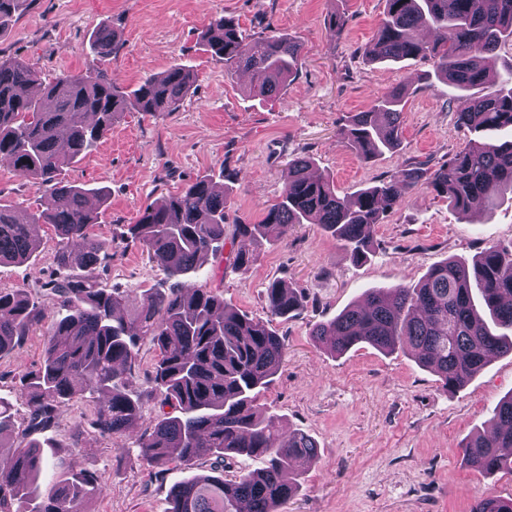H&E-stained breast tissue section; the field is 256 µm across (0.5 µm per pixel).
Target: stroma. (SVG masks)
I'll list each match as a JSON object with an SVG mask.
<instances>
[{
  "label": "stroma",
  "instance_id": "stroma-1",
  "mask_svg": "<svg viewBox=\"0 0 512 512\" xmlns=\"http://www.w3.org/2000/svg\"><path fill=\"white\" fill-rule=\"evenodd\" d=\"M334 10L345 18L336 38L325 25ZM384 11L385 0H32L0 34V58L30 61L47 80L100 66L130 91L176 62L193 65V90L179 111L125 113L97 149L77 158L62 177L108 191L110 204L92 231L111 247L112 259L97 269L96 280L134 296L161 287L165 272L130 237L129 224L147 204L198 179L223 181L224 252L206 262L207 285L223 293L230 308L269 322L285 341L288 356L261 402L281 418L284 430L304 432L319 446L317 461L300 475L284 512H470L478 499L512 497V475L479 473L461 450L471 435L491 429L493 407L512 393V354L491 359L463 388L448 392L406 350L384 353L362 344L335 355L311 336L316 324L336 317L366 289L410 286L448 258L470 261L491 244H511V202L463 216L419 185L376 225L372 251L362 263L316 224L296 225L288 238L271 237L258 246L235 230L258 223L279 201L296 156L311 157L316 173L350 195L395 174L405 162L440 163L469 138L457 115L470 94L448 96L428 86L431 62L366 61L364 49ZM222 15L248 39L275 29L301 42L298 72L282 96L251 98L247 76L203 51L201 31ZM103 25L114 31L118 50L101 63L89 38ZM400 85L408 90L401 144L396 153L364 161L336 131L378 93ZM0 204L23 214L45 208L47 197L0 165ZM35 233L37 258L0 265V289L22 288L33 296L44 279L75 276V269L53 263L61 245L53 225H37ZM244 248L252 260L236 265L235 255ZM274 280L302 294L289 318L271 315L266 306L265 289ZM41 358L37 333L0 358V397L16 413L25 411L19 377ZM156 358L155 348L142 343L132 391L142 402L143 419L125 434L94 433L91 405L77 402L56 427L34 435L57 447L66 467L101 478L105 490L89 502V512H164L173 483L210 470L203 459L189 469L171 464L161 472L137 455L148 419L162 412L146 379Z\"/></svg>",
  "mask_w": 512,
  "mask_h": 512
}]
</instances>
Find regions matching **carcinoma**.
<instances>
[{
  "label": "carcinoma",
  "mask_w": 512,
  "mask_h": 512,
  "mask_svg": "<svg viewBox=\"0 0 512 512\" xmlns=\"http://www.w3.org/2000/svg\"><path fill=\"white\" fill-rule=\"evenodd\" d=\"M30 2L0 0V34ZM511 39L512 0H386L367 61L428 60L448 86L477 90L458 115L472 137L433 170L410 162L350 196L330 177L310 175L311 158L295 157L280 200L261 222L237 225V233L259 244L273 228L286 237L298 224H318L361 262L371 252L375 225L422 181L464 215L477 200L512 196V139H503L512 135V68L493 76L488 65ZM201 42L224 66L247 72L261 98L281 93L302 52L300 41L276 30L249 42L223 16L208 22ZM114 45L113 32L103 28L91 52L104 60ZM193 83V71L181 64L125 92L99 68L47 82L32 63L0 59V161L49 195L47 209L25 216L0 204V264L30 261L39 248L33 226L52 224L66 241L55 263L82 269L41 284L60 309L53 317L22 289L0 291V358L36 330L44 341L40 366L19 380L24 424L0 400V448L6 442L12 448L0 464V512H84L82 505L103 492L97 476L66 469L56 453L26 438L56 425L77 401L95 404L90 426L100 435H122L142 419L141 402L130 391L142 341L158 350L149 381L173 412L149 421L139 458L156 468L211 460L212 473L170 488L164 512H280L297 492L295 476L318 458L311 436L282 433L279 418L259 406L287 355L284 341L268 323L228 308L222 294L198 282L200 258L224 250V192L199 179L142 209L129 233L163 265L168 287L137 298L96 281L97 266L110 253L90 227L107 194L60 178L124 113L176 112ZM405 97L403 87L382 92L349 116L339 135L365 161L396 151ZM266 302L272 315L286 318L301 297L273 281ZM311 336L334 354L360 344L382 352L406 346L445 390L457 391L491 358L512 354V245H491L470 265L450 258L413 287L374 288L315 325ZM492 413L494 431L469 437L463 458L483 474L512 473V396ZM235 455L260 458L264 466L228 479L224 461ZM471 512H512V498H483Z\"/></svg>",
  "instance_id": "1"
}]
</instances>
